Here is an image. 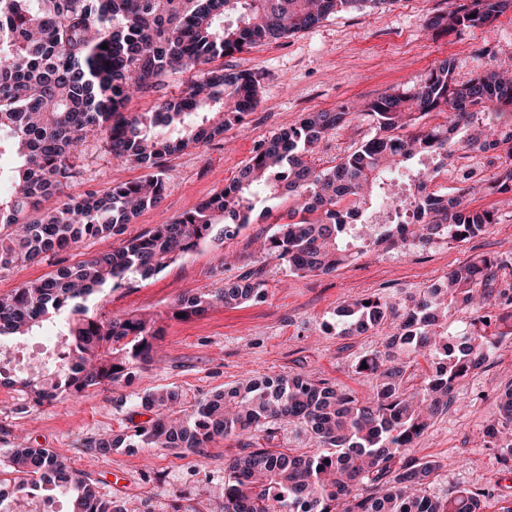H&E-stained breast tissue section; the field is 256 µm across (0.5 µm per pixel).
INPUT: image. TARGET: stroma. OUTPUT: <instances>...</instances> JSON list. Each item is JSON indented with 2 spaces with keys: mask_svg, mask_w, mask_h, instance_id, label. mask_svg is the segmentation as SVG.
<instances>
[{
  "mask_svg": "<svg viewBox=\"0 0 512 512\" xmlns=\"http://www.w3.org/2000/svg\"><path fill=\"white\" fill-rule=\"evenodd\" d=\"M448 9V0H391L382 9L344 10L279 42L221 58L225 68L260 73L258 108L224 136L165 157V198L159 208L143 211L128 225L127 236L208 199L236 177L261 143L305 113L336 112L414 92L447 57L454 59L460 82L512 61V9L462 32L427 28L434 13ZM374 134L375 124L366 116L329 132L313 156L316 169L333 167ZM78 163L82 175L68 188L73 195L146 174L143 168L113 162L100 142L81 147ZM473 204L499 216L498 224L476 238L427 248L381 245L317 276L260 260L255 241L270 232L272 221L259 218L235 239L201 244L157 277L106 292L97 304L99 314L141 315L160 327L153 362L118 383L42 406L31 404L28 390L0 385V460H6L22 434L32 446L73 462L103 498L120 501L129 512H172L175 503L184 512L201 502L218 506L224 496V464L240 452L235 440H215L198 454L116 448L101 455L87 443L146 425L152 414L136 399L163 387L178 389L183 402L191 403L248 378L302 373L353 390L359 399L370 397L377 380L357 374L354 365L360 356L381 349L385 335L340 336L337 310L353 298L378 295L400 301L477 257L512 255V196L481 195ZM116 244L113 237L91 238L41 261L2 270L0 296ZM229 253L236 257V271L260 272L266 296L235 308L217 306L199 317L172 318L170 308L179 297L220 287V264ZM510 385L512 342L494 354L489 367L462 382L448 411L415 441L409 457L442 465L431 495L445 499L462 488H480L487 493L482 512H512V467L498 462L484 436L485 428L499 419L497 394Z\"/></svg>",
  "mask_w": 512,
  "mask_h": 512,
  "instance_id": "stroma-1",
  "label": "stroma"
}]
</instances>
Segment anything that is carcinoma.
<instances>
[{
  "instance_id": "cac0c4a2",
  "label": "carcinoma",
  "mask_w": 512,
  "mask_h": 512,
  "mask_svg": "<svg viewBox=\"0 0 512 512\" xmlns=\"http://www.w3.org/2000/svg\"><path fill=\"white\" fill-rule=\"evenodd\" d=\"M392 0H0V270L108 235L119 243L58 268L47 278L0 297V338L30 336L43 322L61 321L64 342L57 367L6 377L29 389L36 405L66 393L112 384L152 362L158 331L137 315L102 319L91 305L108 289L148 280L208 239L235 238L250 223L256 195L297 198L288 221L274 223L262 258L301 275L328 274L372 245L426 247L463 242L499 222L493 209L471 208L476 192L512 194V76L492 70L465 83L453 79L455 60L439 62L411 94L381 97L359 109L380 134L332 168L308 160L348 112H307L294 126L262 143L229 184L180 216L133 237L128 224L160 206L165 156L224 134L260 104L255 72L192 71L246 47L312 28L348 8ZM512 9V0H468L429 18L433 30L481 27ZM106 48H101V45ZM191 74L179 94L148 112L125 111L136 94L156 90L175 74ZM454 110L446 124L419 127L432 112ZM106 144L112 159L149 169L144 179L80 195L65 193L82 175L78 147L88 138ZM501 150L500 171L474 180L464 171L452 197L429 191L456 156ZM58 206L44 208L50 198ZM344 200L352 207H342ZM512 256H480L462 264L402 306L385 297L347 302L342 336L376 332L394 319L383 350L355 363L378 380L361 400L304 375L250 378L181 408V394L163 388L142 396L154 413L131 435L89 442L101 454L114 448L198 452L216 438H236L244 453L225 467L224 512H480L485 493L464 489L446 500L428 493L440 464L406 457L431 421L455 397L458 383L483 367L512 338ZM256 271L223 278L207 294L181 296L172 317L233 308L264 296ZM477 317L454 334L448 319L459 310ZM495 323L487 330L484 320ZM419 356L431 369L409 388L407 371ZM367 368H362V365ZM502 424L485 436L503 465L512 461V387L499 395ZM299 422L317 445L312 453L272 449L275 426ZM264 434L267 446L253 439ZM48 486L72 491L71 512H127L103 499L92 480L48 448L23 440L0 463V502Z\"/></svg>"
}]
</instances>
